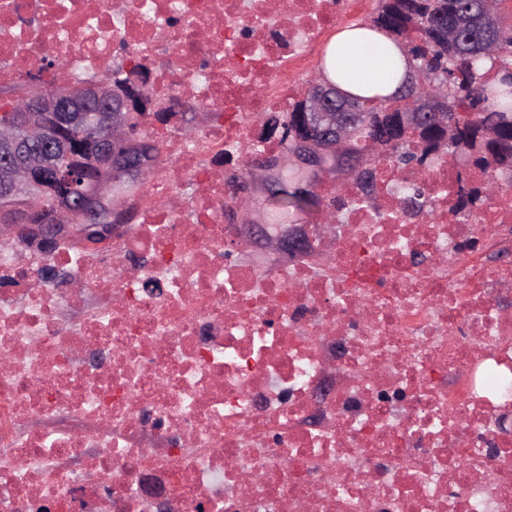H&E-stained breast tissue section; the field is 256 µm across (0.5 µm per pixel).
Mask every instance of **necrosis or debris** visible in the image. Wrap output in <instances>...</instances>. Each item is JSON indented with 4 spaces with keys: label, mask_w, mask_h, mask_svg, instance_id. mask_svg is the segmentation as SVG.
Masks as SVG:
<instances>
[{
    "label": "necrosis or debris",
    "mask_w": 512,
    "mask_h": 512,
    "mask_svg": "<svg viewBox=\"0 0 512 512\" xmlns=\"http://www.w3.org/2000/svg\"><path fill=\"white\" fill-rule=\"evenodd\" d=\"M365 2L0 0V82L49 56L46 84H73L124 52L162 101L224 116L191 141L146 117L162 159L109 252L0 243V512H153L147 473L167 512H512V396L485 384L512 374V243L492 240L512 170L380 166L373 201L347 183L311 231L322 266L226 251L224 161L277 149L246 114L290 110L311 51Z\"/></svg>",
    "instance_id": "obj_1"
}]
</instances>
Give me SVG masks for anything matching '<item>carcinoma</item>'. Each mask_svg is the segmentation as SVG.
Here are the masks:
<instances>
[{"mask_svg":"<svg viewBox=\"0 0 512 512\" xmlns=\"http://www.w3.org/2000/svg\"><path fill=\"white\" fill-rule=\"evenodd\" d=\"M480 0H384L383 12L374 22L394 34H402L409 23L421 24L412 51L419 68L434 73L424 86L431 94L448 99V120L454 128L448 142L424 154L413 151L416 138L408 135L379 155L376 165L392 162L408 169L415 164L456 156L463 150L474 156L482 170L490 166L512 169V28L504 30L498 9L486 16L485 25L495 31L498 43L491 50H477L478 37L461 32L444 35L455 28L461 16ZM389 100L351 101L355 112L378 113Z\"/></svg>","mask_w":512,"mask_h":512,"instance_id":"obj_1","label":"carcinoma"}]
</instances>
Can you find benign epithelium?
<instances>
[{"label":"benign epithelium","mask_w":512,"mask_h":512,"mask_svg":"<svg viewBox=\"0 0 512 512\" xmlns=\"http://www.w3.org/2000/svg\"><path fill=\"white\" fill-rule=\"evenodd\" d=\"M337 89L309 80L294 113V125L267 129L270 136H293L289 156L308 167L336 166L359 132L336 107ZM153 111L160 124L174 114L158 107L147 77L127 71L121 83L97 81L86 94L62 86L52 94H34L0 122V236L17 237L48 254L56 242L74 236L85 246H104L126 222V200L111 195V188L138 182L154 165L150 143L138 139L131 115ZM428 121L436 139L420 140V149L448 137V105L442 99L424 98L416 92L403 100L397 112H383L373 122L365 143L379 149L401 132H412ZM94 172L92 187L83 188L85 175ZM310 199V192L282 188L270 197L276 205ZM288 257L310 251L305 232L293 229L272 236ZM145 496L166 510L161 480L149 475L141 482Z\"/></svg>","instance_id":"7a95c632"}]
</instances>
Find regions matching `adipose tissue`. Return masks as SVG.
<instances>
[{
  "instance_id": "obj_1",
  "label": "adipose tissue",
  "mask_w": 512,
  "mask_h": 512,
  "mask_svg": "<svg viewBox=\"0 0 512 512\" xmlns=\"http://www.w3.org/2000/svg\"><path fill=\"white\" fill-rule=\"evenodd\" d=\"M318 72L347 94L386 98L401 91L413 68L404 42L380 29L352 27L331 40Z\"/></svg>"
}]
</instances>
